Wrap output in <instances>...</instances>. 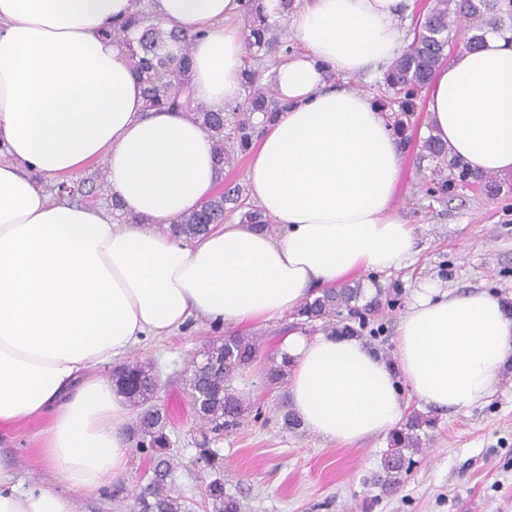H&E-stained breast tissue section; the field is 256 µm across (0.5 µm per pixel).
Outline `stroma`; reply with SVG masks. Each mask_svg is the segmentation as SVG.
<instances>
[{
	"mask_svg": "<svg viewBox=\"0 0 512 512\" xmlns=\"http://www.w3.org/2000/svg\"><path fill=\"white\" fill-rule=\"evenodd\" d=\"M427 94L403 114L389 105L391 121H402L396 141L405 166L395 205L413 230L416 254L390 271L365 272L352 279L360 302L381 301L362 337L372 349L393 358L396 329L416 294L425 287L453 294L485 292L512 304V175L499 176L501 191L481 186L445 192L452 178L425 148L429 137ZM290 315L248 326L259 340V358L234 381L256 408L233 434L215 443L224 457V487L240 500L243 512H512V361L493 393L461 411L409 399L408 411L432 420L420 432L421 450L400 487L382 493L377 485L388 434L340 445L310 430L283 429L280 414L290 400L287 384H269L267 359L276 355ZM229 326L195 318L171 335L149 336L127 358L153 363L160 375L159 404L175 402L168 429L172 442V487L186 512H212L204 497L209 475L192 464L198 423L184 390L187 359L215 336L232 334ZM47 418L31 420L0 436V456L17 471L21 490L50 480L42 453ZM149 462L130 448L126 473L101 493L73 497V512H128Z\"/></svg>",
	"mask_w": 512,
	"mask_h": 512,
	"instance_id": "obj_1",
	"label": "stroma"
}]
</instances>
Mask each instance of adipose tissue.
I'll return each instance as SVG.
<instances>
[{"label": "adipose tissue", "mask_w": 512, "mask_h": 512, "mask_svg": "<svg viewBox=\"0 0 512 512\" xmlns=\"http://www.w3.org/2000/svg\"><path fill=\"white\" fill-rule=\"evenodd\" d=\"M409 0H296L303 52L276 64L283 109L264 122L249 197L275 231L229 221L186 241L161 224L218 183L212 139L175 112L144 111L124 50L104 32L133 0H0V433L48 417L51 482L21 491L0 460V512H72L124 474L127 401L100 369L190 318L248 324L293 311L313 289L399 267L415 253L393 201L403 156L369 96L327 87L404 45ZM166 29H205L191 56L198 102L240 99L249 34L240 0H153ZM428 122L476 175L512 173V40L491 33L456 52L429 86ZM106 163L115 211L51 200L44 178ZM294 412L323 439L392 430L401 388L463 410L495 389L512 358V317L482 292L419 294L401 319L396 363L359 340L290 333Z\"/></svg>", "instance_id": "ef3b65f1"}]
</instances>
